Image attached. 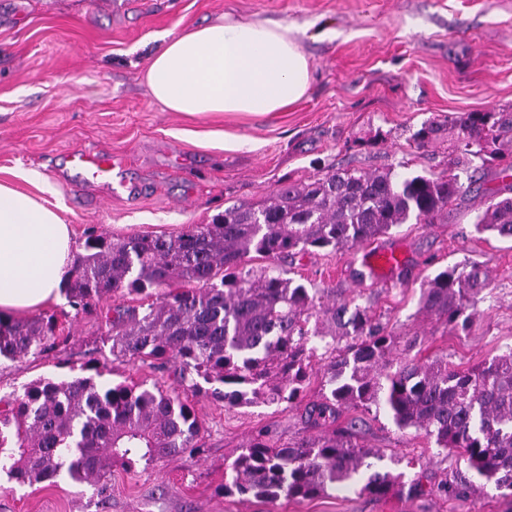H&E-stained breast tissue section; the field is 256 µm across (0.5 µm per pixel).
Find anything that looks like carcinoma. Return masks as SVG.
Instances as JSON below:
<instances>
[{
  "mask_svg": "<svg viewBox=\"0 0 512 512\" xmlns=\"http://www.w3.org/2000/svg\"><path fill=\"white\" fill-rule=\"evenodd\" d=\"M454 140L450 173L361 172L328 168L304 180H283L261 204H233L209 224L175 233L108 239L90 234L62 287L68 303L86 309L110 293L152 296L138 307L105 314L112 360H163L180 385L197 379L230 406L296 404L306 395L319 349L322 392L309 419L330 432L288 447L262 439L242 446L229 466L224 494L276 502L324 496L360 483L384 498L405 473L378 466L384 454L336 429L341 408L386 413L400 431L414 430L457 452L477 482L461 480L435 492L470 497L512 492V349L475 368L421 362L397 352L388 326L367 307L327 302L328 288L288 276L276 260L315 249L354 247L401 224H436L448 206L473 192L454 170L484 167L512 155V112H468L426 121L412 135L421 149ZM476 215L474 227L512 240V184ZM267 260L248 267L252 254ZM490 288L486 270L457 263L437 273L421 294V311L466 327ZM53 316L0 317V359L15 361L53 348ZM352 343L341 345L342 338ZM201 424L191 402L156 383L39 379L0 397V471L33 487L68 478L102 494L112 466L176 457L197 447Z\"/></svg>",
  "mask_w": 512,
  "mask_h": 512,
  "instance_id": "carcinoma-1",
  "label": "carcinoma"
}]
</instances>
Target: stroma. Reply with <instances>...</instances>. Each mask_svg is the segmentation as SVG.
<instances>
[{
  "mask_svg": "<svg viewBox=\"0 0 512 512\" xmlns=\"http://www.w3.org/2000/svg\"><path fill=\"white\" fill-rule=\"evenodd\" d=\"M227 15L294 27L311 85L286 111L191 117L148 94L144 76L166 31ZM512 110V0H0V183L44 200L75 230L123 238L209 223L232 204H259L286 178L334 165L362 172H441L447 143L418 149L411 137L431 117ZM88 147L116 156L107 183H88L66 161ZM39 171L49 191L30 182ZM500 165L476 173L480 196L455 201L437 224H403L357 248L282 260L289 276L335 289L369 307L397 344L417 338L425 360L469 369L512 347V242L475 232L484 194L503 190ZM390 247L401 262L382 274L367 251ZM476 262L492 286L466 329L420 311V293L447 266ZM144 298L104 296L75 314L66 299L41 308L68 341L39 356L0 361V396L31 381L80 376L95 361L104 379L131 378L182 393L173 367L113 361L104 315ZM202 384L192 393L198 454L151 467L113 466L105 494L62 479L34 487L0 484V512H512V495L473 499L433 493L465 464L385 413L345 409L359 443L415 459L423 493L376 499L339 488L311 500L262 502L224 493V476L258 434L288 444L315 435L304 402L228 407Z\"/></svg>",
  "mask_w": 512,
  "mask_h": 512,
  "instance_id": "obj_1",
  "label": "stroma"
}]
</instances>
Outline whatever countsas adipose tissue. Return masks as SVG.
Returning a JSON list of instances; mask_svg holds the SVG:
<instances>
[{"label": "adipose tissue", "mask_w": 512, "mask_h": 512, "mask_svg": "<svg viewBox=\"0 0 512 512\" xmlns=\"http://www.w3.org/2000/svg\"><path fill=\"white\" fill-rule=\"evenodd\" d=\"M312 71L293 27L223 17L167 35L145 74L150 97L188 115L282 112L307 93ZM74 233L34 196L0 184V314L57 300Z\"/></svg>", "instance_id": "ef3b65f1"}]
</instances>
